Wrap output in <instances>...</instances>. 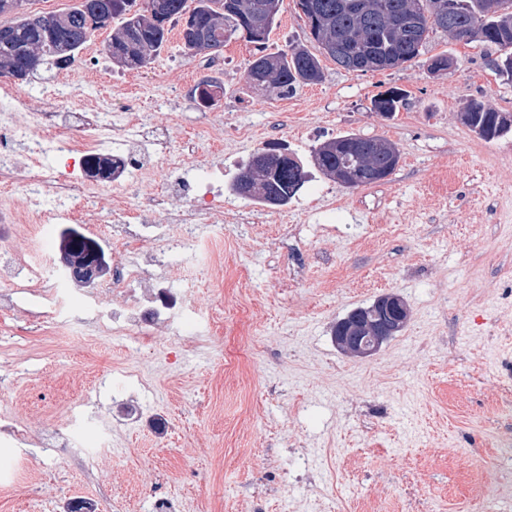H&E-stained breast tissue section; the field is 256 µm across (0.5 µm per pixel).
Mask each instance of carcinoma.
Masks as SVG:
<instances>
[{"instance_id":"cac0c4a2","label":"carcinoma","mask_w":512,"mask_h":512,"mask_svg":"<svg viewBox=\"0 0 512 512\" xmlns=\"http://www.w3.org/2000/svg\"><path fill=\"white\" fill-rule=\"evenodd\" d=\"M188 8V0H145L144 7L129 14L130 4L136 0H78L66 11L51 13V26L33 23L27 15L15 14L6 25L13 37L0 40V66L15 64L26 69L25 77L38 71L65 69L60 48L67 45L79 51L87 43L92 32L107 25L104 17L121 20L112 41L117 43L125 34H131L136 49L125 57L122 67L138 70L156 57L168 39L170 28L187 13L202 18L215 17L218 23L211 27L208 38L219 54L224 45L236 38H243L259 46L269 40L278 18L264 22L270 0H194ZM351 0H296L301 13L318 16V30L313 35L316 51L305 46L292 45L287 50L266 53L252 59L247 68V78L253 88L263 90L270 86L286 96L304 85L319 84L324 71L318 52L322 42H335L338 54L329 55L345 70L376 58L396 55L403 63L418 59L432 31L448 32L453 24L467 34V40L477 41L499 51L494 62L495 71L512 80V0H371V9L358 13L349 7ZM411 14L421 18V25L407 31L393 24ZM357 28L363 38L351 46L346 33ZM33 46L38 53V63L28 67L24 51ZM404 94L391 90L378 95L372 101L374 111L385 117L397 112ZM461 121L468 129L486 140H493L512 131V118L503 116L484 105L474 103L463 113ZM373 137L366 138L349 133L321 143L312 150L313 164L323 172L327 169L344 168L355 172L369 186L383 180L384 161L373 151ZM303 166L289 160L277 165L271 173L257 178L247 198L269 206H284L296 195L305 182ZM78 255L90 256L95 243L89 239L69 242L62 239V249L68 248Z\"/></svg>"}]
</instances>
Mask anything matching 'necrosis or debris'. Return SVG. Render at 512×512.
<instances>
[{
    "label": "necrosis or debris",
    "instance_id": "4bbe7bcc",
    "mask_svg": "<svg viewBox=\"0 0 512 512\" xmlns=\"http://www.w3.org/2000/svg\"><path fill=\"white\" fill-rule=\"evenodd\" d=\"M157 150L137 97L124 100L115 120L86 98L74 111L30 112L19 90L0 86V224H20L34 234L59 220L82 223L86 214L70 209L69 191L114 189L103 221L124 225L125 230L107 274L112 305L100 308L95 320L116 336L133 335L142 325L178 331L177 319L186 316L187 307L148 268L159 255L183 249L199 225L224 221L220 168L209 167L189 177L182 167H173L163 193L128 202L123 186L151 180L153 165L147 155ZM16 191L21 201H13ZM161 210L182 225L183 233L178 238H156V248L150 251L144 229Z\"/></svg>",
    "mask_w": 512,
    "mask_h": 512
}]
</instances>
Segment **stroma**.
<instances>
[{"mask_svg":"<svg viewBox=\"0 0 512 512\" xmlns=\"http://www.w3.org/2000/svg\"><path fill=\"white\" fill-rule=\"evenodd\" d=\"M119 21L93 33L62 110L94 81L102 111L129 93L165 125L170 162L224 169L233 184L253 153L284 147L303 164L315 146L356 133L393 143L385 181L343 186L312 170L287 207L232 196L243 221L225 223L213 253L162 256L197 305L175 336L101 331L77 289L74 335L44 301L0 282V463L22 461L0 485V512H512V132L486 141L460 121L471 103L512 114V82L495 50L436 33L425 61L352 72L323 59L324 80L280 97L250 88L243 40L216 58L224 96L192 97L198 55L179 32L138 80L106 45ZM391 88V119L371 106ZM179 119L167 123L166 115ZM247 128L248 139L236 127ZM63 227L12 239L0 264L57 254ZM400 295L404 328L366 357L344 354L332 326L380 295ZM139 406L137 420L123 404Z\"/></svg>","mask_w":512,"mask_h":512,"instance_id":"stroma-1","label":"stroma"}]
</instances>
